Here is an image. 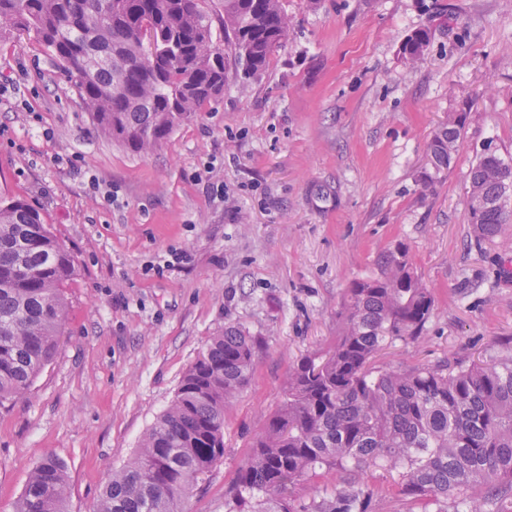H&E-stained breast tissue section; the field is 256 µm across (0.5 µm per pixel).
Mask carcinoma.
I'll return each mask as SVG.
<instances>
[{
    "instance_id": "obj_1",
    "label": "carcinoma",
    "mask_w": 512,
    "mask_h": 512,
    "mask_svg": "<svg viewBox=\"0 0 512 512\" xmlns=\"http://www.w3.org/2000/svg\"><path fill=\"white\" fill-rule=\"evenodd\" d=\"M0 17L55 55L99 133L143 156L224 94L229 65L241 68L246 92L291 28L281 0H224L220 36L201 0H0ZM428 46L419 28L402 57L413 62ZM466 120L451 117L432 137L436 170L451 168ZM493 170L512 179V158L478 153L470 198L497 192ZM469 212L477 243L512 234L506 204ZM74 273L38 211L20 198L0 201V404L25 394L54 360ZM433 309L402 246L380 256L375 276L353 282L332 352L289 372L287 398L239 476L241 500L262 494L254 512H368L370 492L356 475L382 462L399 471L404 494L436 512H461L475 484L488 488L490 512H512V355L452 370L371 367L384 347L419 337ZM256 348L234 327L213 338L95 512H178L224 457V408L248 383ZM323 466L346 476L333 496L310 505L287 496ZM67 486L65 465L44 458L16 512H66Z\"/></svg>"
}]
</instances>
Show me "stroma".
Wrapping results in <instances>:
<instances>
[{
    "label": "stroma",
    "mask_w": 512,
    "mask_h": 512,
    "mask_svg": "<svg viewBox=\"0 0 512 512\" xmlns=\"http://www.w3.org/2000/svg\"><path fill=\"white\" fill-rule=\"evenodd\" d=\"M282 4L290 37L249 92L227 84L146 156L98 133L52 53L0 34V196L38 210L75 265L55 359L0 406V512L46 455L68 468L69 512H94L186 370L238 327L259 342L253 372L224 412L223 459L184 504L235 512L289 371L331 348L351 283L399 243L434 310L378 368L512 354V238L476 244L468 210L482 143L512 155V0ZM420 27L429 47L405 64ZM459 112V152L435 170L429 141ZM360 480L371 512H430L397 470Z\"/></svg>",
    "instance_id": "stroma-1"
}]
</instances>
